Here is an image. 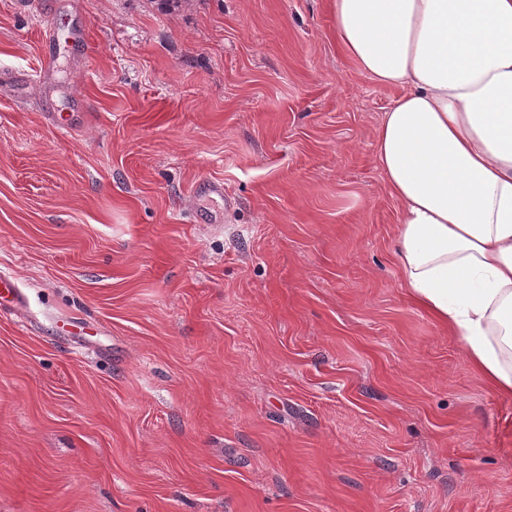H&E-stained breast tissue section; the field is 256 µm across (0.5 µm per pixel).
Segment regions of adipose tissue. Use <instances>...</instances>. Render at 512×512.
<instances>
[{"label": "adipose tissue", "mask_w": 512, "mask_h": 512, "mask_svg": "<svg viewBox=\"0 0 512 512\" xmlns=\"http://www.w3.org/2000/svg\"><path fill=\"white\" fill-rule=\"evenodd\" d=\"M336 36L402 90L375 152L412 298L512 395V0H331Z\"/></svg>", "instance_id": "ef3b65f1"}]
</instances>
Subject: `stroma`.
Segmentation results:
<instances>
[{"label":"stroma","instance_id":"1","mask_svg":"<svg viewBox=\"0 0 512 512\" xmlns=\"http://www.w3.org/2000/svg\"><path fill=\"white\" fill-rule=\"evenodd\" d=\"M399 93L327 0H0V512H512V395L398 266ZM69 108L71 112L66 115L61 112H45V117L56 130L68 132L89 117L88 107L81 98H72L69 102Z\"/></svg>","mask_w":512,"mask_h":512}]
</instances>
